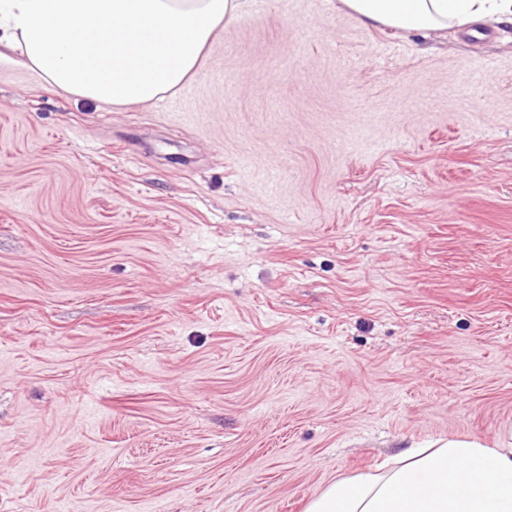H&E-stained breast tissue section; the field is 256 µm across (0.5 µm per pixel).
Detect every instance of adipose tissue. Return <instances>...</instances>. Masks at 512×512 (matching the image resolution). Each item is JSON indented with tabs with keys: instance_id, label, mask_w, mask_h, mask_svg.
<instances>
[{
	"instance_id": "1",
	"label": "adipose tissue",
	"mask_w": 512,
	"mask_h": 512,
	"mask_svg": "<svg viewBox=\"0 0 512 512\" xmlns=\"http://www.w3.org/2000/svg\"><path fill=\"white\" fill-rule=\"evenodd\" d=\"M367 25L424 34L512 22V0H342ZM245 0H0V48L20 51L53 88L125 106L192 75L214 31ZM306 512H512V423L492 442L451 437L376 472L344 478Z\"/></svg>"
}]
</instances>
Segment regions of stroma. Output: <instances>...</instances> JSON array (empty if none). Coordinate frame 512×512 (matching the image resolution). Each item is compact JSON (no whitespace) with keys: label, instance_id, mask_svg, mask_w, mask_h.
Here are the masks:
<instances>
[{"label":"stroma","instance_id":"stroma-1","mask_svg":"<svg viewBox=\"0 0 512 512\" xmlns=\"http://www.w3.org/2000/svg\"><path fill=\"white\" fill-rule=\"evenodd\" d=\"M512 423V23L248 0L115 107L0 57V512H306Z\"/></svg>","mask_w":512,"mask_h":512}]
</instances>
